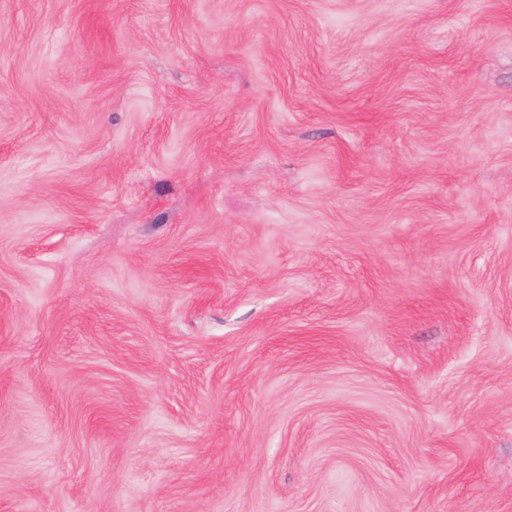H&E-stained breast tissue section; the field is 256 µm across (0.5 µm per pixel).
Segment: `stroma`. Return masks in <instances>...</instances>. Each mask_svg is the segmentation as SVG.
<instances>
[{"mask_svg": "<svg viewBox=\"0 0 512 512\" xmlns=\"http://www.w3.org/2000/svg\"><path fill=\"white\" fill-rule=\"evenodd\" d=\"M0 512H512V0H0Z\"/></svg>", "mask_w": 512, "mask_h": 512, "instance_id": "35a3bbf8", "label": "stroma"}]
</instances>
